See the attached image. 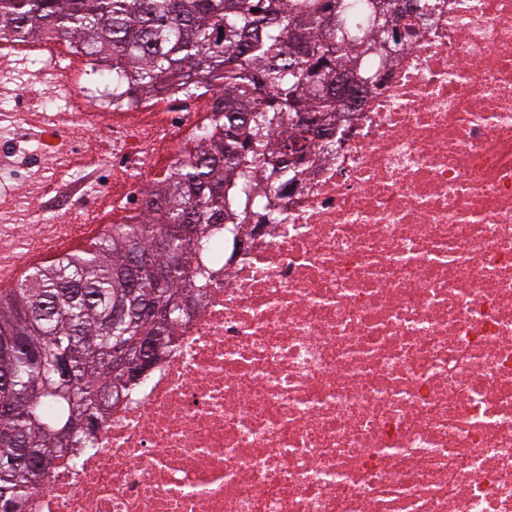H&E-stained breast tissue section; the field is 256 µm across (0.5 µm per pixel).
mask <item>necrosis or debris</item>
I'll return each mask as SVG.
<instances>
[{
	"label": "necrosis or debris",
	"instance_id": "1",
	"mask_svg": "<svg viewBox=\"0 0 512 512\" xmlns=\"http://www.w3.org/2000/svg\"><path fill=\"white\" fill-rule=\"evenodd\" d=\"M387 77L341 113L279 204L210 234L203 303L29 512H512V0H422ZM35 64L0 113V189L40 198L41 249L97 224L88 184L134 219L157 157L215 93L97 84L78 42L0 37ZM103 128L112 169L84 131Z\"/></svg>",
	"mask_w": 512,
	"mask_h": 512
}]
</instances>
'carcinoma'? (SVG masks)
Listing matches in <instances>:
<instances>
[{"mask_svg":"<svg viewBox=\"0 0 512 512\" xmlns=\"http://www.w3.org/2000/svg\"><path fill=\"white\" fill-rule=\"evenodd\" d=\"M388 0H0V35L53 33L112 58L154 92L220 93L224 118L147 190L143 221L114 224L88 250L0 292V512H25L108 401L134 383L145 336L157 362L185 319L212 224L231 234L281 224L274 198L304 174L316 143L297 116L334 128L357 100L361 58L412 34ZM343 29L336 31V22ZM140 256L135 270L126 265Z\"/></svg>","mask_w":512,"mask_h":512,"instance_id":"obj_1","label":"carcinoma"}]
</instances>
